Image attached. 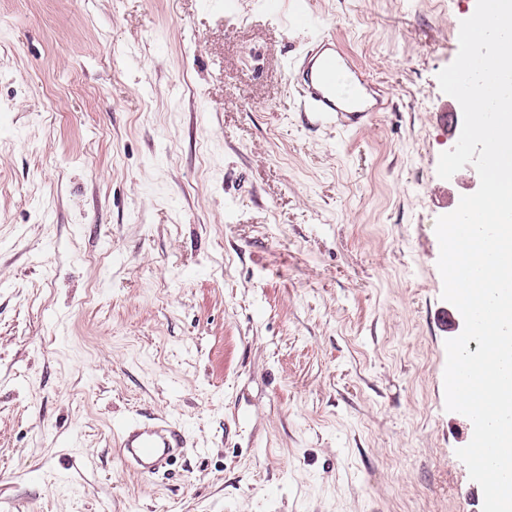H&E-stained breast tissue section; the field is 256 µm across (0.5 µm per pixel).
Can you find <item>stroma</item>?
Listing matches in <instances>:
<instances>
[{
	"mask_svg": "<svg viewBox=\"0 0 512 512\" xmlns=\"http://www.w3.org/2000/svg\"><path fill=\"white\" fill-rule=\"evenodd\" d=\"M0 0V512H482L445 408L437 75L474 0ZM328 35L388 99L302 112ZM180 422L168 475L121 463ZM154 420L157 421H127L115 441L122 463L145 476L163 472L176 450L186 444L181 424L168 419Z\"/></svg>",
	"mask_w": 512,
	"mask_h": 512,
	"instance_id": "obj_1",
	"label": "stroma"
}]
</instances>
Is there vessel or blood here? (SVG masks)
<instances>
[{
    "instance_id": "obj_1",
    "label": "vessel or blood",
    "mask_w": 512,
    "mask_h": 512,
    "mask_svg": "<svg viewBox=\"0 0 512 512\" xmlns=\"http://www.w3.org/2000/svg\"><path fill=\"white\" fill-rule=\"evenodd\" d=\"M263 5L271 17L279 18L289 11L294 27L308 25L305 0H299L293 9L289 8L288 0H263ZM292 76L299 88L302 110L341 130L361 129L375 113L386 108L382 91L353 64L335 38L313 37L302 61L293 65ZM185 444L182 425L168 419L127 421L115 441L122 463L145 476L162 472L176 450Z\"/></svg>"
}]
</instances>
